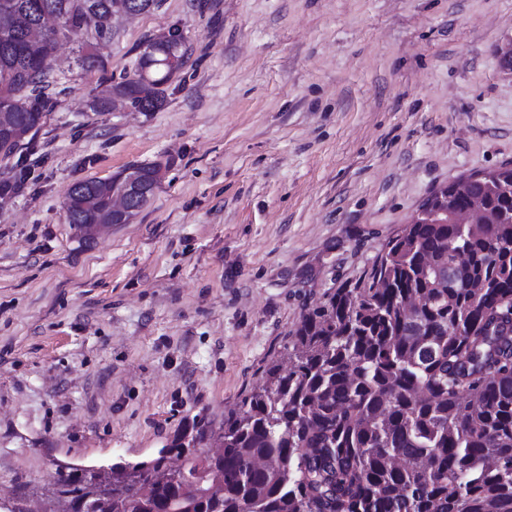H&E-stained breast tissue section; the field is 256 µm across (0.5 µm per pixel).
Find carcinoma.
<instances>
[{
    "mask_svg": "<svg viewBox=\"0 0 512 512\" xmlns=\"http://www.w3.org/2000/svg\"><path fill=\"white\" fill-rule=\"evenodd\" d=\"M137 0H0V152L30 144L56 106L52 60L77 44L76 63L101 74L93 112L116 101L141 112L166 103L187 46L179 30L150 39L134 77L108 76L112 17ZM93 17V30L83 26ZM160 182L157 165L127 167L64 191L84 243L112 223L130 174ZM22 174L0 177V200ZM479 197L487 224L417 217L390 238L370 282L339 288L308 312L291 365L224 416L218 450L196 455L203 429L112 481L76 469L55 482L63 512H512V172L457 195Z\"/></svg>",
    "mask_w": 512,
    "mask_h": 512,
    "instance_id": "obj_1",
    "label": "carcinoma"
}]
</instances>
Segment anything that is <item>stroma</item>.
I'll use <instances>...</instances> for the list:
<instances>
[{
    "label": "stroma",
    "instance_id": "1",
    "mask_svg": "<svg viewBox=\"0 0 512 512\" xmlns=\"http://www.w3.org/2000/svg\"><path fill=\"white\" fill-rule=\"evenodd\" d=\"M182 30L156 112L66 89L0 209V491L44 512L57 472L166 455L218 432L304 314L367 282L439 187L512 166V0H160L112 21L113 80ZM146 163L153 198L80 242L63 193Z\"/></svg>",
    "mask_w": 512,
    "mask_h": 512
}]
</instances>
